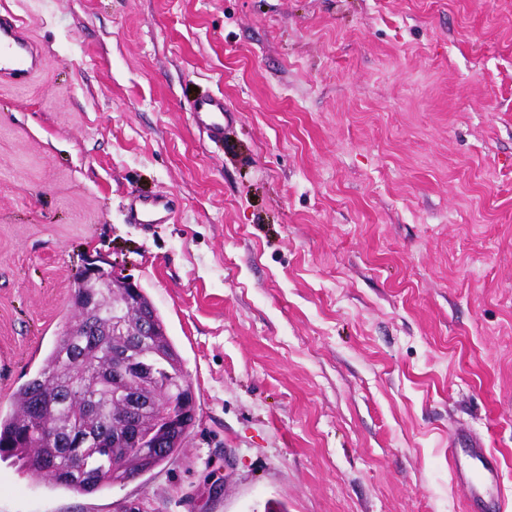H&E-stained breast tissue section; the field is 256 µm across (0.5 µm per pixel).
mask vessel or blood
<instances>
[{
    "mask_svg": "<svg viewBox=\"0 0 512 512\" xmlns=\"http://www.w3.org/2000/svg\"><path fill=\"white\" fill-rule=\"evenodd\" d=\"M42 64V56L34 50L17 19L0 15V83L15 87L26 85ZM190 110L211 138L223 136V97L196 99ZM168 210L165 198L136 199L129 205L128 218L134 224H153L162 221ZM450 454L454 459L457 482L479 512H505L503 503L494 495L499 470L482 442L469 433H458Z\"/></svg>",
    "mask_w": 512,
    "mask_h": 512,
    "instance_id": "obj_1",
    "label": "vessel or blood"
}]
</instances>
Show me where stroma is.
I'll return each mask as SVG.
<instances>
[{
  "instance_id": "obj_1",
  "label": "stroma",
  "mask_w": 512,
  "mask_h": 512,
  "mask_svg": "<svg viewBox=\"0 0 512 512\" xmlns=\"http://www.w3.org/2000/svg\"><path fill=\"white\" fill-rule=\"evenodd\" d=\"M45 64L0 84V413L85 262L178 349L180 454L90 494L0 460V512H512V0H0ZM223 94L212 139L190 112ZM172 216L133 224L134 198ZM449 451L454 459L457 482L467 498L476 504L478 512H505L503 503L494 495L499 482V470L482 442L461 431L457 433L456 441ZM469 460H477L481 467L470 469Z\"/></svg>"
}]
</instances>
